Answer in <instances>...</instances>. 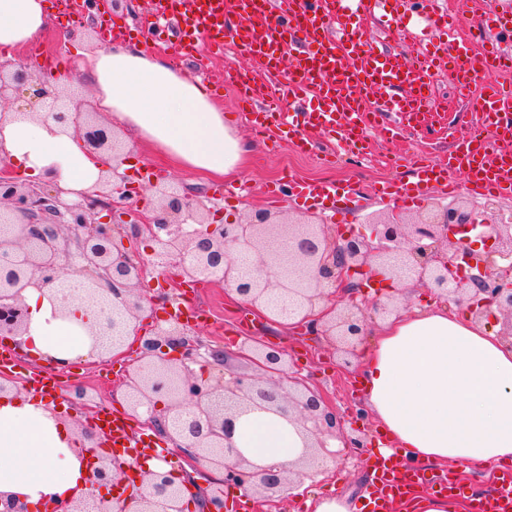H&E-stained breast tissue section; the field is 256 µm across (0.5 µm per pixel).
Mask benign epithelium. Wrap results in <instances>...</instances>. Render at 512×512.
Returning a JSON list of instances; mask_svg holds the SVG:
<instances>
[{"label":"benign epithelium","instance_id":"7a95c632","mask_svg":"<svg viewBox=\"0 0 512 512\" xmlns=\"http://www.w3.org/2000/svg\"><path fill=\"white\" fill-rule=\"evenodd\" d=\"M15 103L25 113L44 105L54 119L74 127L89 153L118 160L126 143L84 100L56 94L26 64L0 63V104ZM161 216L147 218L130 209L143 185L112 165V178L97 189L67 201L50 181L26 182L0 159V223L14 214L26 224L13 233L0 231V335L28 332L22 292L29 286H57L59 279L78 277L80 299L99 304L100 287L112 296L121 321L108 317L89 332L92 351L111 354L97 345L107 331L134 336L139 356L125 375L128 415L142 419L177 450L197 472H217L216 486H200L185 473L176 482L171 472L145 468L135 493L121 492L129 465L94 455L87 462V484L97 491L96 512H182L183 495L192 488L202 512H228L227 491L242 490L255 498L283 496L298 481L320 472L319 462L341 460L328 449L363 448L368 437V411L360 406L347 421L321 392L294 371L276 344L246 336L234 348L203 344L188 337L186 324L171 318L146 331L145 316L154 313L165 295L144 297L139 285L148 270L178 269L190 282L208 280L224 286L251 307L263 306L269 292L289 297L302 313L308 334L323 339L342 356L356 355L365 334L366 311L381 319L398 312L408 290L421 288L429 297L466 304L471 318L493 319L497 336L512 347V267L498 259L512 257V223L500 221L497 206L477 207L458 199L432 203L416 216L399 212L371 219L370 235L336 226L255 211L239 222H212V208L194 202L179 186L160 179L149 182ZM128 207L130 220L117 227L98 219L102 211ZM145 239L146 255H133L123 240ZM252 257V271L239 276L235 258ZM375 268L389 274L384 289L366 295L364 276ZM246 364L243 372L215 378L209 368L231 358ZM199 369H194V366ZM261 411L302 428L303 449L287 465L250 460L236 446V422ZM48 512H88L82 497L49 498ZM0 512H34L16 494L0 492Z\"/></svg>","mask_w":512,"mask_h":512}]
</instances>
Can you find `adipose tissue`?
I'll list each match as a JSON object with an SVG mask.
<instances>
[{
	"mask_svg": "<svg viewBox=\"0 0 512 512\" xmlns=\"http://www.w3.org/2000/svg\"><path fill=\"white\" fill-rule=\"evenodd\" d=\"M46 0H0V45L21 49L55 25ZM76 70L93 103L170 164L213 178L235 177L255 151L224 119L200 77L147 54L139 45H84ZM0 158L35 181L54 180L66 200L94 189L101 161L46 112L0 114ZM77 280L23 293L31 353L55 360L88 354V330L101 311L75 302ZM68 307L69 318L57 315ZM358 363L366 401L402 455L435 466L484 469L512 456V348L485 325L444 307L413 308L383 321ZM69 424L32 396L0 399V492L37 503L89 496L86 466ZM238 447L264 464H285L302 452L296 425L265 412L240 418Z\"/></svg>",
	"mask_w": 512,
	"mask_h": 512,
	"instance_id": "1",
	"label": "adipose tissue"
}]
</instances>
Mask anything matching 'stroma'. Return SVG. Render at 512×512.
I'll return each mask as SVG.
<instances>
[{
    "label": "stroma",
    "instance_id": "35a3bbf8",
    "mask_svg": "<svg viewBox=\"0 0 512 512\" xmlns=\"http://www.w3.org/2000/svg\"><path fill=\"white\" fill-rule=\"evenodd\" d=\"M102 33L94 32L88 22L77 24L59 23L48 31L34 47L11 51L0 46V58L11 57L12 61L24 62L36 70L44 79L64 81L67 90L87 92L88 87L75 71L74 64L83 42L102 40ZM213 100L223 106L225 116L230 117L237 132L244 138L254 139L257 148L242 175L236 179L237 196L226 193L225 182H213L192 171L168 168L154 150L147 145L138 147L136 171H148L155 177L175 182L188 196L195 200H209L218 204L222 216L243 218L257 208H265L278 214L297 219L314 218L323 223L345 224L364 228L369 216L384 215L397 210L408 215L417 214L421 203L407 204L402 201L380 203L374 198L377 183L408 176L405 168L372 167L360 162L351 155L344 156L332 164H324L318 154L297 155L284 141H274L263 136H255L244 115L239 110L232 90H213ZM454 122L451 130L436 127L406 130L398 141L387 140L379 131H372L369 140L371 153L380 155L387 152L406 153L410 144H418L420 156L435 158L449 146L450 136L465 135L473 120V110L467 101L458 99L452 112ZM291 170L303 177H324L348 179L355 183L358 198L355 202L341 205L336 215L329 216L314 208L303 206L290 197L273 201L267 199L265 186L284 170ZM142 293L153 297L160 294L169 298L186 297L205 309L208 318L189 326L191 336L206 344L229 345L236 342L242 333H249L262 340L283 346L287 349L288 360L307 376L309 382L323 390L335 403L337 410L351 414L365 394L361 370L357 363L339 366L334 349L326 343L318 342L304 330L283 327L271 321H261L258 316H250L246 331H239L237 318L244 313V306L232 301L224 294L223 287L209 281L181 283L175 271L161 274L150 272L140 284ZM137 357L136 348L113 357L107 362L77 359L63 373L67 385L83 386L93 402L100 407H110L125 411L126 404L119 398L121 382L130 364ZM368 446L361 455L349 458L334 469L325 471L314 478L305 480L293 497L281 505L282 512H312V502L343 494L359 499L365 496V480L372 477V465L378 454V446L387 442L377 421L369 423Z\"/></svg>",
    "mask_w": 512,
    "mask_h": 512
}]
</instances>
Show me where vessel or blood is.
<instances>
[{"label": "vessel or blood", "mask_w": 512, "mask_h": 512, "mask_svg": "<svg viewBox=\"0 0 512 512\" xmlns=\"http://www.w3.org/2000/svg\"><path fill=\"white\" fill-rule=\"evenodd\" d=\"M393 0H151L150 22L138 25L137 36L166 44L178 58L195 57L200 45L210 52L246 56L251 68L228 71L217 88L233 87L254 130L276 133L298 151L309 152L312 132L362 147L363 132L380 129L390 140L403 128L443 121L430 89L435 71H447L461 94L478 89L480 126L453 138L440 161L419 160L410 181H385L383 199L416 201L435 188L455 192L466 182L473 194L492 193L512 199V83L486 80L496 67H511L499 42L488 40L476 55L457 43V23L447 12L427 15L426 25L438 36L415 56L374 46L361 25L388 12L385 29L408 27L407 14ZM313 95L316 106L304 117L282 109L283 101ZM270 197L291 194L321 210L350 202L353 189L339 181H299L290 174L271 182ZM95 427L112 444L123 443L127 423L108 410ZM373 512L411 498L416 488L431 486L435 494L453 498L463 490L454 474H427L401 463L397 456L373 463ZM493 493L470 499L469 512H512V464L497 469Z\"/></svg>", "instance_id": "obj_1"}]
</instances>
